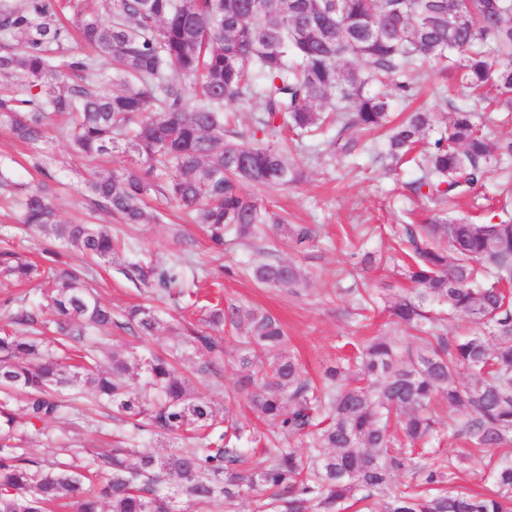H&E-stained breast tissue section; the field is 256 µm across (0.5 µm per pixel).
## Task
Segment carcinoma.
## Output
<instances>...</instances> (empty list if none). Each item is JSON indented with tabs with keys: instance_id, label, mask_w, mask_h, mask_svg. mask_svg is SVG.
I'll return each instance as SVG.
<instances>
[{
	"instance_id": "carcinoma-1",
	"label": "carcinoma",
	"mask_w": 512,
	"mask_h": 512,
	"mask_svg": "<svg viewBox=\"0 0 512 512\" xmlns=\"http://www.w3.org/2000/svg\"><path fill=\"white\" fill-rule=\"evenodd\" d=\"M59 0H0V76L13 80L0 95V126L38 149L53 116L67 114L69 136L88 159L116 151L130 157L119 170L93 169L86 189L95 210L127 224H148L154 195L207 228L216 247L242 244L274 225L298 245L315 231L289 224L244 185L286 186L301 172L283 150L288 131L338 129L333 153L353 154L350 129L386 130L377 159L401 161L431 130L432 112L390 119L396 99L413 96L409 76L434 63L451 71L476 103L456 108L448 126L426 143L415 165L413 192L433 205L435 219L407 224L412 296L389 312L415 336H373L353 354L311 379L288 352L274 316L230 304L209 308L205 328L161 318L138 305L113 319L76 275H46L17 254H0V277L39 281L57 316L47 338L21 300L9 323L25 328L0 336V512H49L66 501L73 512H180L185 498L221 512L247 492L253 512H343L354 499L365 512H512V460L494 458L512 441V219L474 224L451 217L458 200L512 162V137L492 140L478 104L491 100L512 120V12L506 0H76V27L96 55L68 52L71 30ZM119 89L98 84L100 62ZM259 104L248 134L228 126L224 108ZM23 232L51 236L64 251L94 263L115 254L103 224H63L44 183L21 199ZM147 287L179 299L196 295L182 260L137 268ZM261 286L296 288L300 269L286 261L250 268ZM436 303L441 310L428 306ZM464 315L480 332L448 335L447 320ZM142 342L176 338L168 356L123 355L109 349L112 327ZM245 331L242 375L224 392V416L192 392V377L214 373L224 328ZM110 369H101L102 359ZM471 381L460 384V371ZM88 393L129 440L147 434L179 439L163 458L131 459L114 448L88 465H46L24 452L27 427L55 419ZM249 398L271 429L239 424L233 406ZM464 415L461 433L486 453L490 486L471 494L458 485L460 465L425 456L442 419L434 402ZM306 443V457L295 442ZM422 476L393 489L396 477Z\"/></svg>"
}]
</instances>
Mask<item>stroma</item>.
<instances>
[{
  "label": "stroma",
  "mask_w": 512,
  "mask_h": 512,
  "mask_svg": "<svg viewBox=\"0 0 512 512\" xmlns=\"http://www.w3.org/2000/svg\"><path fill=\"white\" fill-rule=\"evenodd\" d=\"M411 80L414 96L395 102L394 112L431 110L441 128L453 108L470 103L467 91L438 69L414 73ZM308 146L305 140L290 146L291 161L308 170L305 181L288 187L249 185L245 191L270 209L287 214L290 223L313 225L318 232L316 244L299 247L268 233L244 245L218 249L200 225L152 197L146 206L156 220L149 224H125L117 216L93 210L85 189L92 163L74 149L64 121L49 126L43 144L45 158L39 163L33 159V149L0 126V168L8 170L13 179L11 192L0 194V251H15L44 263L50 252L57 250L56 240L31 237L19 228L20 199L31 185L46 183L62 223L105 224L126 243L113 260L90 272L84 271L75 256H68L53 265L57 275L83 274L101 303L116 314L144 303L155 306L164 319L195 326L201 317L200 308L206 304L234 303L269 312L284 324L291 354L310 375H318L335 362L337 346L346 337L403 335V326L394 323L388 312L391 301L412 289L398 266L400 229L410 222L425 221L433 211L411 192L409 184L416 173L409 165L390 171L359 152L347 160L335 161L326 151L312 156ZM506 205L512 207V197H504L500 178L492 174L473 196L461 199L455 214L483 224ZM356 251L381 256L383 263L373 267L356 264L352 257ZM176 256L184 258L198 278L199 308L188 309L183 301L153 293L133 272L134 265H163ZM275 259L295 262L306 277V287L296 291L265 288L243 273L244 268ZM355 286L369 289L376 301L368 319L359 320L348 313V290ZM238 356V343L228 344L217 362L215 385L196 386V394L223 407L225 389L241 375ZM461 420V415H454L449 427L442 429L440 450L449 459H463L461 482L479 492L487 484V472L479 454L460 435ZM111 440V428L101 429L87 419L76 420L68 414L30 429L26 452L30 458L46 460L61 445L86 452Z\"/></svg>",
  "instance_id": "35a3bbf8"
}]
</instances>
